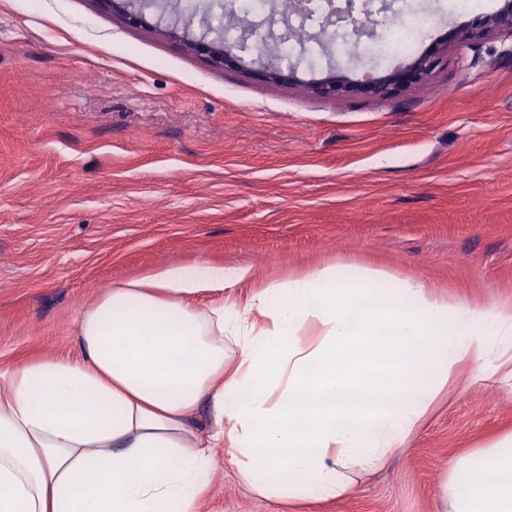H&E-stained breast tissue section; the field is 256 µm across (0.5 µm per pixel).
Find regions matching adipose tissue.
<instances>
[{
	"instance_id": "ef3b65f1",
	"label": "adipose tissue",
	"mask_w": 512,
	"mask_h": 512,
	"mask_svg": "<svg viewBox=\"0 0 512 512\" xmlns=\"http://www.w3.org/2000/svg\"><path fill=\"white\" fill-rule=\"evenodd\" d=\"M250 277L163 269L83 312L77 356L0 368V512H196L214 448L261 496L339 499L461 367L512 380L511 303L473 309L332 265L238 306L228 291ZM203 402L204 440L185 419ZM442 499L446 512H512V433L453 460Z\"/></svg>"
}]
</instances>
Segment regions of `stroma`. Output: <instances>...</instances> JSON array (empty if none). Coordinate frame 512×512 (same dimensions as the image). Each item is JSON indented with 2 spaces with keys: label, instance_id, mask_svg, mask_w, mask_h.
Instances as JSON below:
<instances>
[{
  "label": "stroma",
  "instance_id": "35a3bbf8",
  "mask_svg": "<svg viewBox=\"0 0 512 512\" xmlns=\"http://www.w3.org/2000/svg\"><path fill=\"white\" fill-rule=\"evenodd\" d=\"M377 8L430 38L499 10ZM100 0H0V366L75 354L106 290L167 266L246 267L248 293L337 263L381 266L473 308L512 303V32L448 42L399 95L328 96L360 79L336 49L291 84L250 58L220 70ZM52 110H45L46 100ZM512 431V381L440 396L354 495L265 499L223 449L199 512H441L449 463Z\"/></svg>",
  "mask_w": 512,
  "mask_h": 512
}]
</instances>
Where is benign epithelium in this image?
Wrapping results in <instances>:
<instances>
[{
	"mask_svg": "<svg viewBox=\"0 0 512 512\" xmlns=\"http://www.w3.org/2000/svg\"><path fill=\"white\" fill-rule=\"evenodd\" d=\"M109 8L121 10L126 23L130 26H144L147 23V9L140 6L137 0H100ZM502 27L512 30V0H505L504 6L498 11L487 14L471 24H464L454 29L450 39L459 42L474 41L485 34ZM251 29L243 26L240 37L235 45H227L219 35L204 32L185 36L184 45L187 49L206 57L209 64L218 69L236 68L242 62L236 51L242 50L250 39ZM442 45H431L411 63L392 70L380 78L350 80L346 77L330 73L320 84L321 92L341 96L347 94L385 95L396 94L423 83L438 65ZM258 75L283 84H291L295 80V70L283 68L277 64L266 65Z\"/></svg>",
	"mask_w": 512,
	"mask_h": 512,
	"instance_id": "obj_1",
	"label": "benign epithelium"
}]
</instances>
